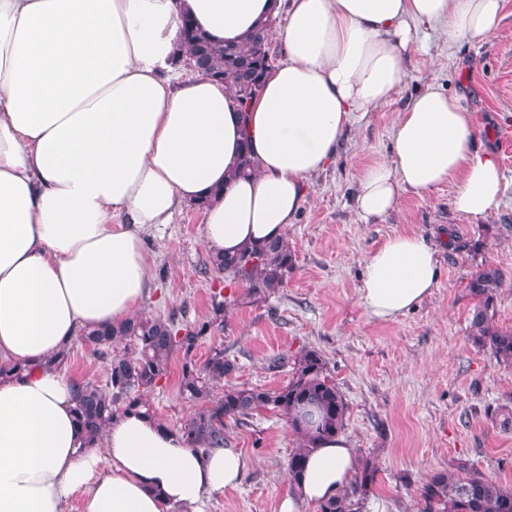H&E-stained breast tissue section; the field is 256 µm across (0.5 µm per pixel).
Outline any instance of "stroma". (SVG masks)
I'll return each instance as SVG.
<instances>
[{"instance_id":"obj_1","label":"stroma","mask_w":512,"mask_h":512,"mask_svg":"<svg viewBox=\"0 0 512 512\" xmlns=\"http://www.w3.org/2000/svg\"><path fill=\"white\" fill-rule=\"evenodd\" d=\"M406 79L387 103L371 110L349 131L335 161L311 178L310 189L287 237L295 264L285 288L253 299L246 288L204 275L207 258L203 214L184 207L171 224L149 234L155 256L148 315L175 317L191 326L216 317L220 324L195 348L204 361L213 348L234 363L230 385L274 389L287 383L290 366L275 356L318 350L347 404L342 435L357 456H370L378 481L363 512H421L418 488L438 470L473 463L486 477L512 487V368L468 338L473 301L468 283L481 266L498 267L494 325L512 331V144H501L499 126L512 121V0L501 25L485 42L456 45L433 35L427 51L411 52ZM465 95L474 114L478 149L495 151L508 185L496 211L474 218L452 205L454 188L443 185L421 197L404 194L396 210L370 224L354 209L359 168L389 158L397 112L426 85ZM417 231L436 247L440 285L418 307L392 321L371 318L357 295L366 257L390 235ZM181 356L170 362L167 379L146 396L156 419L178 429L194 412L179 392ZM79 380L106 386L107 361L93 346L74 341L66 366ZM229 447L245 471L238 487L210 500L207 512H279L289 490L288 459L299 440L287 420L272 411L230 427Z\"/></svg>"}]
</instances>
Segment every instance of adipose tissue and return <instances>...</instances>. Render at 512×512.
Segmentation results:
<instances>
[{"mask_svg":"<svg viewBox=\"0 0 512 512\" xmlns=\"http://www.w3.org/2000/svg\"><path fill=\"white\" fill-rule=\"evenodd\" d=\"M506 2L0 0V512H67L75 493L83 512H205L237 486L240 452L192 450L142 408L87 441L74 419L78 380L59 356L85 330L142 314L146 238L184 204L211 197V252L286 236L346 132L401 87L422 33L485 41ZM282 8L285 58L248 116L223 84L176 76L184 18L237 42ZM474 133L461 93L418 92L392 125L390 159L356 174L360 220L447 183L458 212L496 209L504 174L495 152L472 149ZM246 145L254 174L228 180ZM439 279L436 248L398 232L366 258L358 299L390 321ZM357 468L343 436L318 442L279 512L339 496Z\"/></svg>","mask_w":512,"mask_h":512,"instance_id":"1","label":"adipose tissue"}]
</instances>
